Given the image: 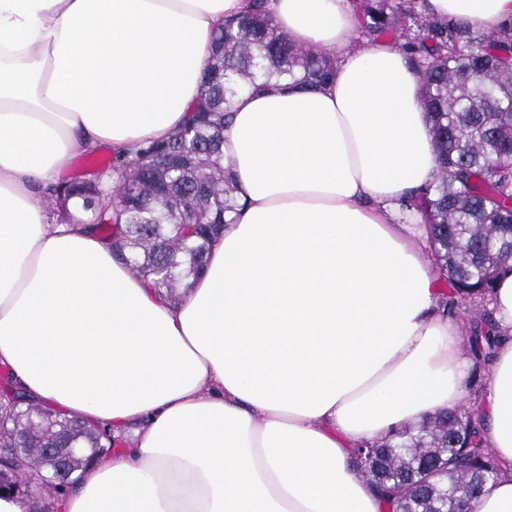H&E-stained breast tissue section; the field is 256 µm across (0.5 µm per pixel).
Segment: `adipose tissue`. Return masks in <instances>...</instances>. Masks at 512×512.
<instances>
[{"label":"adipose tissue","instance_id":"ef3b65f1","mask_svg":"<svg viewBox=\"0 0 512 512\" xmlns=\"http://www.w3.org/2000/svg\"><path fill=\"white\" fill-rule=\"evenodd\" d=\"M252 0H0V366L36 403L108 425L54 512H380L352 452L464 403L467 337L439 305L405 199L437 152L407 58L355 46L345 0H269L325 87L240 93L224 168L241 204L171 302L41 196L77 151L165 139L189 117L216 30ZM493 32L512 0H428ZM481 399L506 467L470 512H512V273Z\"/></svg>","mask_w":512,"mask_h":512}]
</instances>
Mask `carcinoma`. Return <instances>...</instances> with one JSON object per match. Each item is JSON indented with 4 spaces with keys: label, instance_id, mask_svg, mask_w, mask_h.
<instances>
[{
    "label": "carcinoma",
    "instance_id": "cac0c4a2",
    "mask_svg": "<svg viewBox=\"0 0 512 512\" xmlns=\"http://www.w3.org/2000/svg\"><path fill=\"white\" fill-rule=\"evenodd\" d=\"M426 0H352L358 18L354 42L388 41L416 71L438 154L432 183L407 207L419 210L438 239L441 296L453 309L479 311L468 341L476 373L492 360L497 343L489 305L507 268L502 247L512 246V19L486 33L426 10ZM337 61L299 49L264 13V0L214 38L206 80L191 116L170 137L139 143L129 156L107 163L86 150L93 179L108 172L127 183L88 208L90 226L107 239L135 274L173 299L197 277L210 243L236 211L231 177L222 164L224 119L233 97L261 90L272 77L301 87L326 84ZM112 429L94 426L0 389V487L26 488L51 498L60 469L77 480L83 469L114 448ZM378 461L358 472L382 491L386 512H452L454 499L505 474L484 438L483 418L459 419L448 410L391 430L377 445Z\"/></svg>",
    "mask_w": 512,
    "mask_h": 512
}]
</instances>
